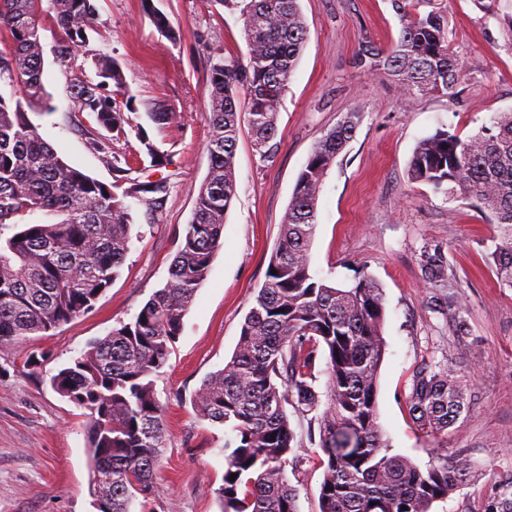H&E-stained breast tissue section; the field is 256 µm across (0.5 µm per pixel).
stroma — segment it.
<instances>
[{"label": "stroma", "mask_w": 512, "mask_h": 512, "mask_svg": "<svg viewBox=\"0 0 512 512\" xmlns=\"http://www.w3.org/2000/svg\"><path fill=\"white\" fill-rule=\"evenodd\" d=\"M448 15L451 49L463 71L452 94L409 97L394 78L354 64L362 41L380 47L397 39L391 0H301L309 38L280 106L278 149L263 159L241 133L235 159L237 194L224 221V246L189 307L165 367L153 378L166 409V440L153 512H220L230 427L198 418L190 399L223 368L254 296L266 280L292 191L314 144L359 110L353 139L323 179L310 251L312 275L349 287L368 277L382 288L386 353L379 372L378 412L392 453L426 464L432 449L472 464L468 480L432 512H489L512 489V288L492 258L499 228L475 200H448L407 179L420 140L436 130L467 138L512 109V48L498 16L476 0H438ZM96 32L85 58L105 53L124 71L136 112L132 119L165 153L166 167L134 163L116 181L92 144L102 130L91 119L74 126L68 68L57 53L49 17L41 19L44 103L30 120L72 167L123 193L131 183L168 178L156 203L129 198L134 223L118 276L88 313L20 343H0V512H95L90 494L87 417L56 393L50 378L89 342L132 322L162 288L190 223L209 167L206 76L212 59L244 58L243 20L210 0H95ZM178 30L169 41L153 11ZM173 112L157 126L152 108ZM444 253L448 275L430 282L427 253ZM40 356L38 367L25 363ZM450 368L465 380L469 409L447 436L434 437L409 413L416 371ZM296 434V466L288 479L299 512H319L322 470L312 438L313 413L288 403Z\"/></svg>", "instance_id": "1"}]
</instances>
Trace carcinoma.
<instances>
[{"label":"carcinoma","instance_id":"1","mask_svg":"<svg viewBox=\"0 0 512 512\" xmlns=\"http://www.w3.org/2000/svg\"><path fill=\"white\" fill-rule=\"evenodd\" d=\"M212 2L240 11L247 55L244 61L220 57L210 64L209 170L169 280L134 321L91 343L51 380L59 395L88 411L97 512H133L136 501L146 512L159 495L154 475L165 447V419L152 376L166 365L184 316L224 246L242 127H248L261 157L274 154L280 101L308 40L300 0ZM392 5L402 22L398 40L387 49L362 42L357 66L394 77L411 97L453 93L461 64L450 49L447 14L435 0H392ZM43 13L58 30L78 112L117 138L133 127L129 114L135 106L121 64L98 54L95 78L89 79L79 60L98 21L93 0H0V80L8 79L21 94L17 99L0 94V231L13 230L0 237L1 343H19L89 312L129 248L132 215L124 198L139 196L147 203V195L165 188L161 180L134 183L121 198L65 162L31 122L23 103L46 96ZM119 96L125 103L117 102ZM361 120V112H347L316 142L270 256L268 268L277 274H266L231 358L192 395L200 419L234 432L226 443L220 512H298V493L287 471L294 463L295 434L285 409L291 399L319 411L320 512H431L468 479L471 464L459 458L450 465L440 450L424 467L389 454L377 409L386 351L382 291L369 278L340 288L310 273L322 180ZM136 137L152 166L164 165L142 128ZM112 143L96 139L94 147L121 179L131 170L130 161L112 150ZM408 179L453 198L476 200L498 224L496 272L512 287V110L496 113L491 126L464 140L441 129L423 138L409 162ZM424 267L429 278L443 277L444 255L427 254ZM320 352L326 356L322 394L315 389ZM408 403L421 429L446 436L467 408L466 388L453 370L424 366L414 375Z\"/></svg>","mask_w":512,"mask_h":512}]
</instances>
